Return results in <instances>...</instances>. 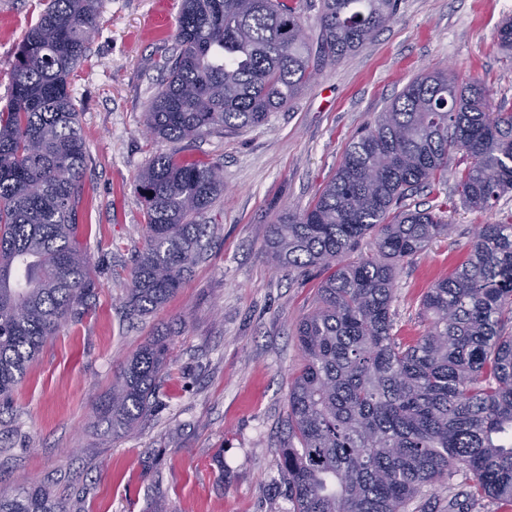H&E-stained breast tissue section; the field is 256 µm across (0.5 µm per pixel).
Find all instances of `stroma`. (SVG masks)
I'll return each instance as SVG.
<instances>
[{
  "instance_id": "obj_1",
  "label": "stroma",
  "mask_w": 512,
  "mask_h": 512,
  "mask_svg": "<svg viewBox=\"0 0 512 512\" xmlns=\"http://www.w3.org/2000/svg\"><path fill=\"white\" fill-rule=\"evenodd\" d=\"M182 0H102L99 31L72 85L89 156L77 240L94 289L50 337L0 409V489L43 484L70 512H288L276 453L287 439L288 386L303 356L295 328L316 306L326 272L274 269L265 245L288 208L312 205L351 136L426 71L481 81L512 112V58L498 27L512 0H398L362 48L326 67L259 126L194 143L150 140L144 111L166 75ZM44 0H0V106L17 46ZM214 163L224 193L208 213L207 247L156 312L132 319L125 295L145 244L135 191L158 153ZM447 202L446 236L405 261L394 283L393 331L423 333L427 289L468 254L477 225L512 214V192L468 208L455 181L414 193L410 206ZM155 342L169 350L137 429L113 428L101 406L123 363ZM468 477L423 487L405 512H448Z\"/></svg>"
}]
</instances>
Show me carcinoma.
<instances>
[{"label": "carcinoma", "mask_w": 512, "mask_h": 512, "mask_svg": "<svg viewBox=\"0 0 512 512\" xmlns=\"http://www.w3.org/2000/svg\"><path fill=\"white\" fill-rule=\"evenodd\" d=\"M394 11L395 0H318L311 40L290 0H183L145 129L181 142L260 125ZM99 15L100 0H48L18 45L0 108L3 404L94 288L76 242L88 154L71 77ZM453 152L467 160L457 173L466 205L490 210L512 192V112L493 111L475 82L423 73L350 139L315 203L270 227L275 267L331 270L296 330L304 363L288 387V443L277 449L289 512H403L423 486L458 471L469 490L448 500V512H467V500L483 495L512 503V216L480 225L466 260L428 289L425 331L411 342L393 335L399 267L448 234L440 210L405 200L448 180ZM137 190L146 244L126 289L132 316L181 288L224 177L215 164L160 153ZM366 237L373 252L349 260ZM168 359L148 343L126 361L102 406L112 427L135 428ZM0 512L70 510L33 486L0 492Z\"/></svg>", "instance_id": "carcinoma-1"}]
</instances>
